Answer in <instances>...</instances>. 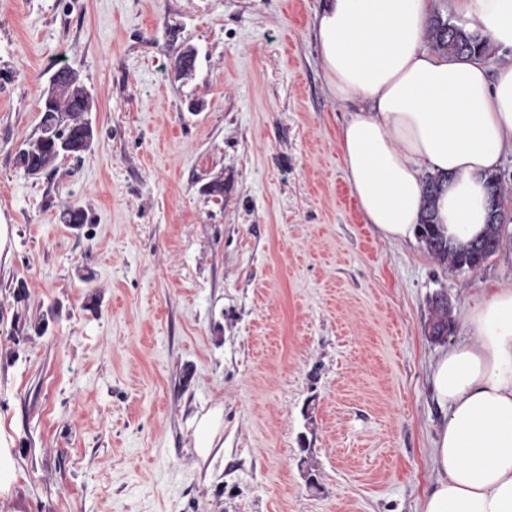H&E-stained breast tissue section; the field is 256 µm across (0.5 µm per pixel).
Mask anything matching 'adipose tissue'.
<instances>
[{"mask_svg":"<svg viewBox=\"0 0 512 512\" xmlns=\"http://www.w3.org/2000/svg\"><path fill=\"white\" fill-rule=\"evenodd\" d=\"M436 0H327L314 18L332 99L354 107L337 137L365 223L386 239L418 233L423 180L446 174L436 204L450 244L486 229L485 178L512 152V58L431 51L425 28ZM454 12L512 49V0H451ZM470 343L445 351L432 384L448 419L431 449L437 474L422 512H512V289L473 300ZM193 448L208 458L224 434L221 408L194 415Z\"/></svg>","mask_w":512,"mask_h":512,"instance_id":"adipose-tissue-1","label":"adipose tissue"}]
</instances>
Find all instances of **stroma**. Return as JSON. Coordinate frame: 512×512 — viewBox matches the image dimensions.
Masks as SVG:
<instances>
[{
    "instance_id": "35a3bbf8",
    "label": "stroma",
    "mask_w": 512,
    "mask_h": 512,
    "mask_svg": "<svg viewBox=\"0 0 512 512\" xmlns=\"http://www.w3.org/2000/svg\"><path fill=\"white\" fill-rule=\"evenodd\" d=\"M324 4L0 0V512H421L447 416L431 366L473 299L512 289V197L475 274L365 224ZM63 65L95 138L31 177L16 153ZM214 407L203 459L188 421ZM448 328L453 330L454 322L451 310L448 307V297L442 293L429 301L428 330L431 334L445 335L444 341H446L448 339ZM223 417V409L215 407L202 415L196 413L191 418L189 426L193 428V448L200 458H208L214 448H223Z\"/></svg>"
}]
</instances>
